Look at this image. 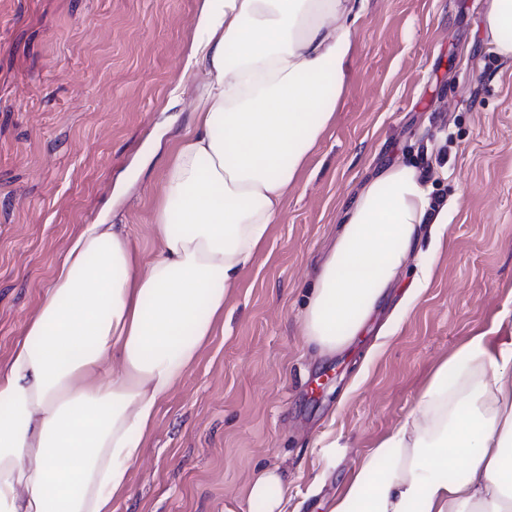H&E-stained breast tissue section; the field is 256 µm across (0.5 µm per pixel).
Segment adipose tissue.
Returning <instances> with one entry per match:
<instances>
[{
	"label": "adipose tissue",
	"instance_id": "obj_1",
	"mask_svg": "<svg viewBox=\"0 0 512 512\" xmlns=\"http://www.w3.org/2000/svg\"><path fill=\"white\" fill-rule=\"evenodd\" d=\"M366 0H207L192 57L207 82L163 174L158 254L120 224L74 238L0 367V512H113L161 402L224 322L347 85ZM488 49L512 60V0H486ZM444 233L414 166L367 182L315 271L307 342L346 347L398 282L423 225ZM470 336L399 428L371 449L327 512H512V330ZM117 360L121 372L103 364ZM288 486L256 472L248 499L283 512Z\"/></svg>",
	"mask_w": 512,
	"mask_h": 512
}]
</instances>
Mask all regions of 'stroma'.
I'll return each mask as SVG.
<instances>
[{"instance_id":"35a3bbf8","label":"stroma","mask_w":512,"mask_h":512,"mask_svg":"<svg viewBox=\"0 0 512 512\" xmlns=\"http://www.w3.org/2000/svg\"><path fill=\"white\" fill-rule=\"evenodd\" d=\"M485 0H369L336 120L289 194L224 329L162 401L116 512H251L279 468L286 512H321L414 408L435 368L512 308V60L489 52ZM204 0H0V366L72 239L105 219L143 261L163 172L206 80L186 62ZM447 205L431 252L344 349L301 332L313 272L346 207L388 162ZM428 288L408 313L415 264ZM288 486L277 469L265 468L252 478L248 499L260 512H286L283 505L287 498Z\"/></svg>"}]
</instances>
